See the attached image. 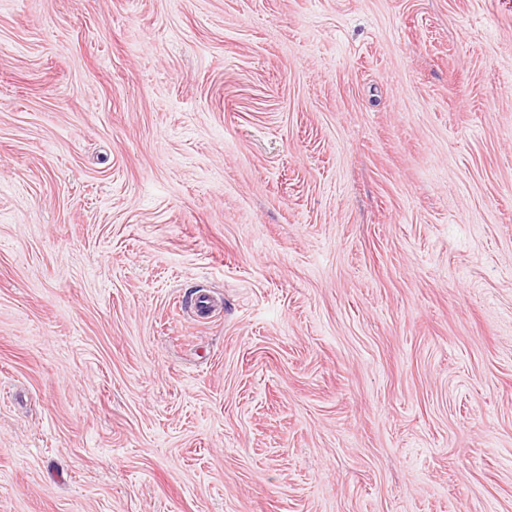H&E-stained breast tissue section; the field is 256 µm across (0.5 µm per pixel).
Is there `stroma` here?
<instances>
[{
    "mask_svg": "<svg viewBox=\"0 0 512 512\" xmlns=\"http://www.w3.org/2000/svg\"><path fill=\"white\" fill-rule=\"evenodd\" d=\"M0 512H512V0H0Z\"/></svg>",
    "mask_w": 512,
    "mask_h": 512,
    "instance_id": "obj_1",
    "label": "stroma"
}]
</instances>
